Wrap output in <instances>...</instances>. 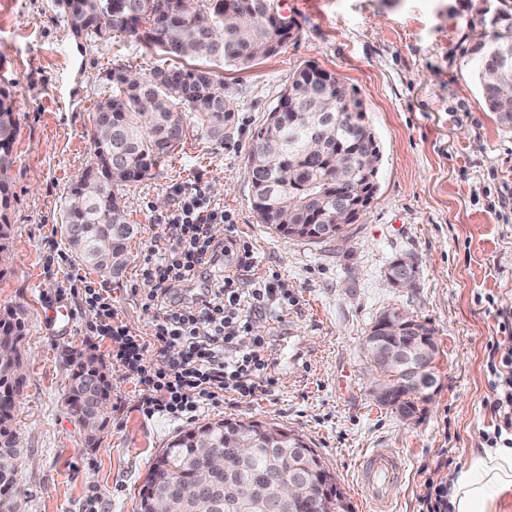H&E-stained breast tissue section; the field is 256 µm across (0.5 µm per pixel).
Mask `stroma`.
I'll return each mask as SVG.
<instances>
[{
    "mask_svg": "<svg viewBox=\"0 0 512 512\" xmlns=\"http://www.w3.org/2000/svg\"><path fill=\"white\" fill-rule=\"evenodd\" d=\"M295 26L276 55L222 73L234 110L224 143L188 127L185 139L149 177L124 188L138 227L115 277L76 260L50 265L66 250L59 226L70 184L89 162L90 115L109 94L108 74L125 65L193 67L113 37L75 38L57 0H0V77L13 82L19 132L14 144L11 262L0 270V310L26 321L24 384L13 428L24 454L16 485L20 512H139L154 457L180 431L216 419L255 420L295 431L323 458L353 512H372L359 466L376 448L396 452L402 477L391 512H422L428 477H447L487 447L495 421L487 364L502 317H512V128L490 112L473 78L471 20L485 0H280ZM337 74L363 99L380 146L377 190L341 237L289 239L260 223L246 174L253 134L306 63ZM203 189L254 246L236 275L248 286L280 274L287 312L252 317L274 388L226 395L197 416L145 418L138 385L113 366L112 341L98 335L80 295L61 292L77 274L112 296L132 332L149 334L153 311L139 273L149 247L163 242L161 215L175 188ZM407 257L412 287H393L388 268ZM397 308L428 323L439 347L442 386L416 419L379 405L370 391L365 339ZM66 311L68 324L56 314ZM92 355L112 380L108 428L97 447L64 404L68 358Z\"/></svg>",
    "mask_w": 512,
    "mask_h": 512,
    "instance_id": "1",
    "label": "stroma"
}]
</instances>
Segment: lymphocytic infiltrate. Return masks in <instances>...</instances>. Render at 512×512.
Masks as SVG:
<instances>
[{"label": "lymphocytic infiltrate", "mask_w": 512, "mask_h": 512, "mask_svg": "<svg viewBox=\"0 0 512 512\" xmlns=\"http://www.w3.org/2000/svg\"><path fill=\"white\" fill-rule=\"evenodd\" d=\"M161 221L170 244L152 245L141 268L142 277L157 285L145 296L144 306L162 312L150 335L131 332L119 319L111 295L102 289L80 286L75 276L66 280L70 291H82L98 334L111 337L113 364L141 387L143 415L178 421L223 401L225 393L248 397L260 387H274L268 360L257 352L264 338L255 337L246 346L240 337L248 331L252 314L287 309L288 291L281 288L278 274L252 287H240L233 268L252 263L253 246L233 236L214 240L212 226L231 224L232 216L202 189L178 191L173 209ZM207 263L225 264L226 270L197 300L176 302V288L191 284ZM500 330L497 345L507 354L500 359L501 369L494 372L499 420L487 436L493 448L503 435L512 434V325L502 324ZM154 346L160 348L161 358L146 362L144 356Z\"/></svg>", "instance_id": "1"}]
</instances>
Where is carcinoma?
I'll use <instances>...</instances> for the list:
<instances>
[{
    "instance_id": "carcinoma-1",
    "label": "carcinoma",
    "mask_w": 512,
    "mask_h": 512,
    "mask_svg": "<svg viewBox=\"0 0 512 512\" xmlns=\"http://www.w3.org/2000/svg\"><path fill=\"white\" fill-rule=\"evenodd\" d=\"M72 34L94 41L123 35L135 44L157 48L176 58L204 60L194 68L154 67L136 74L125 66L112 68V93L98 101L91 115L93 155L70 185L61 213L60 231L74 257L108 275L123 268L128 241L136 225L127 221L122 188L141 182L162 158L181 144L187 117L194 118L200 136L224 141L233 112L224 77L215 67H246L276 54L288 40L274 0H60ZM503 20L489 26V9L478 12L477 25L491 28L479 42L475 73L489 111L512 126V0H494ZM322 72L307 64L288 78L277 105L254 134L248 161L253 209L263 224L288 237L313 241L336 238L344 224L336 222L338 193L356 192L363 178L361 161L381 159L379 144L366 121L356 92L336 81L314 83ZM18 124L12 85L0 83V163L12 162ZM13 192L0 181V250L9 247L8 220ZM288 213L289 224L280 223ZM25 324L13 311L0 312V512H16L14 492L22 447L12 428L22 382L10 358L24 337ZM392 342L397 352L415 344L432 343L434 330L418 320ZM70 365V408L93 414L112 396V383L93 364L74 357ZM395 410L416 411L419 397L400 388ZM206 433L224 451L225 478L192 500L189 512H238L224 502V480L258 482L288 471L303 474L311 484L316 512H352L334 476L303 438L287 429L255 421L219 419L182 431L159 454L141 491L140 512L173 493L180 480L192 478L201 460L197 435ZM253 442L246 457L237 454ZM177 470L167 478L157 474ZM251 512H306L303 507L278 505L256 495Z\"/></svg>"
}]
</instances>
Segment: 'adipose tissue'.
Segmentation results:
<instances>
[{
	"instance_id": "1",
	"label": "adipose tissue",
	"mask_w": 512,
	"mask_h": 512,
	"mask_svg": "<svg viewBox=\"0 0 512 512\" xmlns=\"http://www.w3.org/2000/svg\"><path fill=\"white\" fill-rule=\"evenodd\" d=\"M512 495V448H487L474 453L451 487L452 512H498L503 497Z\"/></svg>"
}]
</instances>
